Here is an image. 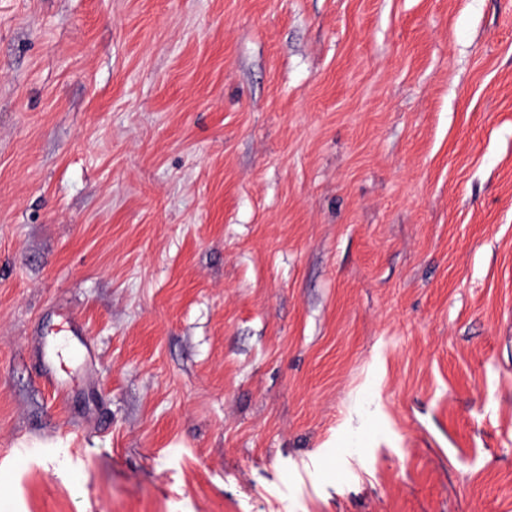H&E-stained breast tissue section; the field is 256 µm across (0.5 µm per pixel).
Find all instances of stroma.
I'll return each mask as SVG.
<instances>
[{
    "label": "stroma",
    "mask_w": 512,
    "mask_h": 512,
    "mask_svg": "<svg viewBox=\"0 0 512 512\" xmlns=\"http://www.w3.org/2000/svg\"><path fill=\"white\" fill-rule=\"evenodd\" d=\"M1 483L512 512V0H0ZM64 365V355L58 351L57 358L50 357L45 367L41 370V377L49 386L64 389L65 377L63 373H66Z\"/></svg>",
    "instance_id": "35a3bbf8"
}]
</instances>
